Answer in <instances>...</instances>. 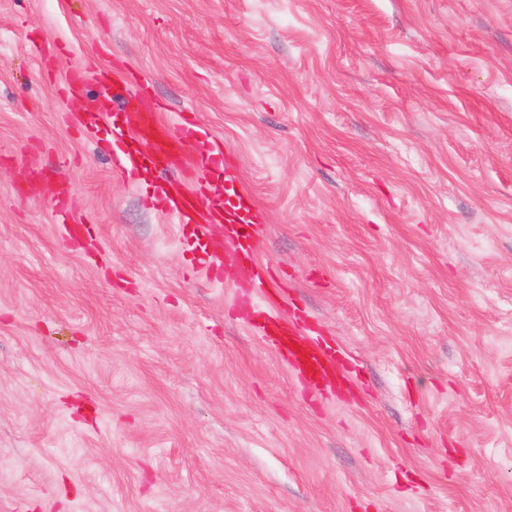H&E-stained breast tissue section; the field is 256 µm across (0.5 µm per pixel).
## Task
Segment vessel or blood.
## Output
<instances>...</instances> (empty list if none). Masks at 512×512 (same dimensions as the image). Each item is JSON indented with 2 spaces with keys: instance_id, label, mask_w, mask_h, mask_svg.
<instances>
[{
  "instance_id": "1",
  "label": "vessel or blood",
  "mask_w": 512,
  "mask_h": 512,
  "mask_svg": "<svg viewBox=\"0 0 512 512\" xmlns=\"http://www.w3.org/2000/svg\"><path fill=\"white\" fill-rule=\"evenodd\" d=\"M112 126L116 133L113 156L124 157L135 168L147 162L165 168L181 161V143L201 136L194 118L185 114L179 120L181 136L177 139L163 122L143 113H125L124 117L113 120ZM191 163L206 175L220 172L224 151L218 146H205ZM155 197L168 216L191 231L214 275H222L227 260L246 257L259 235L260 226L242 194H235L233 202L221 208L207 203L205 195L187 193L173 186H157ZM217 220L223 221L226 232L223 246L213 247L209 244L208 226ZM271 288L270 279L261 269L254 270L250 280L243 283L237 298L239 305L249 312V326L283 358L307 388H316L339 376L341 368L332 351L300 326L278 316L274 309L257 306V298L268 294Z\"/></svg>"
}]
</instances>
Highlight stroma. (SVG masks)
Listing matches in <instances>:
<instances>
[{
	"mask_svg": "<svg viewBox=\"0 0 512 512\" xmlns=\"http://www.w3.org/2000/svg\"><path fill=\"white\" fill-rule=\"evenodd\" d=\"M115 71L223 143L342 379L157 207L194 174L116 164ZM0 512H512V0H0ZM234 288H243L242 292L237 291L238 306L248 310V325L283 358L308 389L340 375L336 355L324 348L312 334L281 318L274 309L256 305L257 298L267 295L272 288L264 270L254 269L249 281Z\"/></svg>",
	"mask_w": 512,
	"mask_h": 512,
	"instance_id": "stroma-1",
	"label": "stroma"
}]
</instances>
